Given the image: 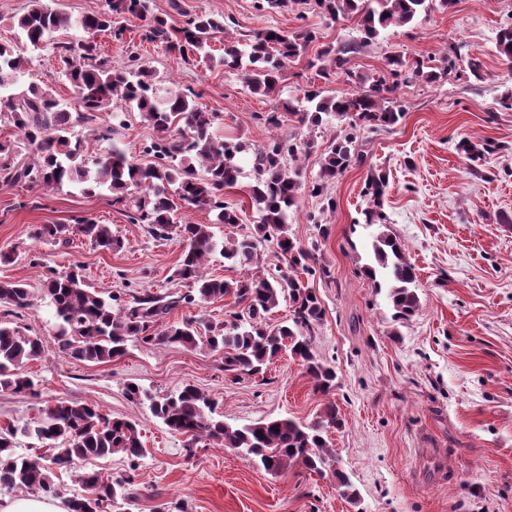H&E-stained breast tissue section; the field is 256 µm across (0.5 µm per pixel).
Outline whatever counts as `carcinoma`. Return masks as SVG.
<instances>
[{"label":"carcinoma","instance_id":"obj_1","mask_svg":"<svg viewBox=\"0 0 512 512\" xmlns=\"http://www.w3.org/2000/svg\"><path fill=\"white\" fill-rule=\"evenodd\" d=\"M315 4L334 21L358 15L365 44L391 26L411 23L428 9L427 0H315ZM127 14L145 21L142 40L164 43L184 59L209 58L206 47L226 33L224 21L205 13L177 25L171 16L151 12L150 0H108V10L87 14L78 23L45 0H29V8L19 20L20 40L12 45L0 43V118L13 124L30 152L25 156L18 145L0 142V179L50 190L75 185L87 194L105 188L113 193V202L123 207L130 223L147 224L160 238L178 235L185 246L174 276L194 285L202 302L230 296L246 311L244 315L232 312L228 319L208 325L206 345L224 352V370L236 376L257 375L274 358L288 352L301 362L315 389L330 394L336 387V370L317 358L312 342L314 326L322 320L323 309L314 289L299 278L301 272L315 274L316 269L310 266L313 254L288 233L289 211L300 199L302 181L300 167H288L285 160L298 161L308 152L309 145L300 147L291 138L276 136L255 154V184L249 196L260 213L259 224L249 234L224 237L220 244L208 224L173 223L174 213L186 206L208 208L215 213L214 223L228 228L238 227L241 221L238 208L224 204L223 195L224 188L237 182L238 155L243 146L214 137L215 114L198 102L200 94L191 90L162 94L157 71L137 56H131L127 65L114 64L99 52L97 43L83 40L61 46L59 55L66 80L77 96L75 110H70L51 88L32 85L26 91H15L31 63L26 53L48 44L55 32L76 25L83 31H109L114 39L121 40L125 29L118 25V19ZM316 39V32L308 28L288 33L266 27L254 33L251 51L246 55L233 42L224 41L220 62L241 72L253 93L268 96L276 91L286 65L297 61ZM496 50L503 62L512 64V24L499 30ZM352 51L349 44L322 49L310 66L325 80L338 71L351 79L353 74L345 65L347 54ZM454 68L455 63L444 56L438 69L426 72L423 62L417 60L411 66L403 55L394 53L385 57V70L378 78L369 82L361 77L354 90L329 96L312 85L302 91V96L288 102V113L302 125H317L322 115L332 114L352 129L393 126L403 116L389 98L397 88L398 78L404 75L408 80L435 81ZM115 99L161 132L146 147L151 161L133 163L115 146L92 160L86 157L83 142L74 129L96 120L97 113ZM357 161L355 138L345 130L336 136L324 157L310 196L324 195L327 184ZM385 189L384 177L369 178L366 190L371 207L364 212L366 223L383 220ZM74 232L103 251L125 247L109 225L92 221L42 224L34 236L54 241ZM270 236L275 238L285 268L238 280H220L204 274L206 257L217 247H222L225 259L246 268L256 256V242ZM372 250L373 259L363 267L364 275L374 282L382 278L389 288L394 318L409 319L419 310V300L411 289L415 273L406 259L404 245L381 234L373 241ZM41 291L54 308L63 347L79 361L110 362L126 352L130 341L187 348H195L201 342L192 322L169 326L160 323L178 303L191 301L189 295L166 300L144 294L134 298V306L116 311L111 301L87 288L77 266L61 273L49 272L41 281ZM285 298L292 306V317L274 327L267 324L266 316ZM0 305L7 308L5 314L10 316L30 308L32 294L27 284L1 281ZM42 350L38 337L0 321V389L38 396V384L22 367L39 358ZM150 409L170 430L192 442L206 438L238 449L270 474L295 465L319 475L329 472L345 497L357 498L349 476L337 467L336 455L329 448L328 431L343 425L333 404L308 423L274 418L233 427L224 422V415L216 411L215 403L204 392L186 385L175 395L151 399ZM19 434L41 442V452L16 453ZM118 452L129 459L142 455L143 443L135 422L110 418L92 403L59 401L40 409L36 420L20 428L11 424L0 428V488L55 496L57 489L50 477L53 468L68 467L76 459ZM81 482L86 491L65 501L68 512H110L118 501L131 499L130 478L105 479L94 472L82 475Z\"/></svg>","mask_w":512,"mask_h":512}]
</instances>
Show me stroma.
<instances>
[{"instance_id":"1","label":"stroma","mask_w":512,"mask_h":512,"mask_svg":"<svg viewBox=\"0 0 512 512\" xmlns=\"http://www.w3.org/2000/svg\"><path fill=\"white\" fill-rule=\"evenodd\" d=\"M152 8L176 20L195 13L223 17L244 51L254 31L269 26H307L317 33L269 96L251 93L238 72L216 65L223 42H212L211 60H185L165 44L142 41V22L133 16L124 21L123 40L98 37L113 62L138 55L159 72L166 90L198 92L217 115L216 136L245 144L238 182L225 189L224 199L241 206V232L252 231L259 221L248 196L255 152L276 135L311 142L300 161L309 183L343 130L327 116L316 126L287 119L274 131L263 115L281 111L288 98L311 85L331 94L351 90L342 76L324 83L308 62L325 46L358 43V17L331 20L313 0L286 10L259 8L258 0H152ZM509 24L512 0H457L449 9L433 0L414 22L388 28L348 56V70L366 78L379 76L393 52L410 63L446 54L475 57L482 76L463 72L431 83L400 82L394 96L405 115L399 123L373 132L357 129L361 163L329 183L326 199L302 195L290 213L293 238L315 256L308 284L324 313L313 347L337 373L329 397L315 392L300 362L287 353L256 377L225 371L222 353L203 345L132 342L108 363L73 359L54 336L51 308L38 291L43 277L81 265L86 284L115 296L119 308L131 307L139 292L185 295L188 284L173 277L183 243L129 223L107 190L87 195L66 186L48 192L0 181V252L12 257L0 263V281L34 289L32 305L17 323L44 345L41 357L24 366L39 385L38 396L0 390V426L33 421L42 407L59 401H89L103 413L135 420L145 448L133 464L116 453L56 471L59 499L82 492L79 474L96 471L132 477L136 496L122 502L119 512H512V108L503 106L512 95V70L495 50L498 30ZM62 69L52 46L45 47L21 83L53 88L60 99L75 103ZM97 125L113 127L111 141H96ZM75 132L87 157L115 145L137 163L147 162L144 148L159 136L118 101L94 125ZM464 138L479 149V159L457 150ZM373 173L388 179L380 227L367 225L363 215L366 180ZM83 219L110 225L125 248L102 251L77 234L66 243L34 236L39 225ZM381 230L404 243L417 275L420 308L405 322L395 321L386 290L361 271ZM131 382L147 398H130ZM187 384L210 395L233 426L265 418L309 422L334 402L344 425L328 437L358 502L345 498L331 477L299 466L272 475L236 449L205 439L193 443L169 430L152 414L149 399L176 394Z\"/></svg>"}]
</instances>
